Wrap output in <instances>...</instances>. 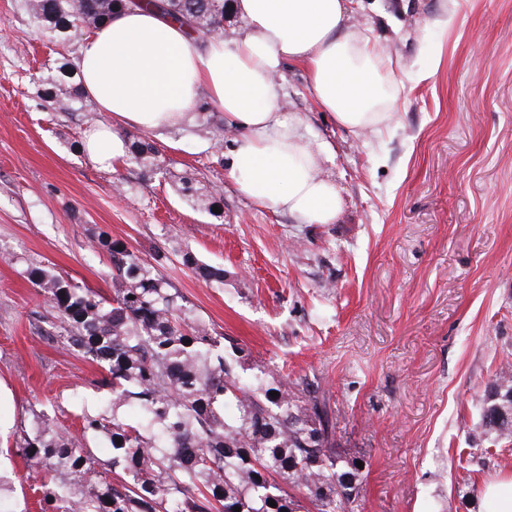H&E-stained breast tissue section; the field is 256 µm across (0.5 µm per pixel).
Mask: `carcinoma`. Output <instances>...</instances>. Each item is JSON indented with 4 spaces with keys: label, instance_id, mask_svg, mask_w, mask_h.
<instances>
[{
    "label": "carcinoma",
    "instance_id": "carcinoma-1",
    "mask_svg": "<svg viewBox=\"0 0 512 512\" xmlns=\"http://www.w3.org/2000/svg\"><path fill=\"white\" fill-rule=\"evenodd\" d=\"M139 6L137 0H20L30 21L62 40ZM155 6L198 37L224 29V0ZM54 71L42 84L40 106L86 111L71 60L62 58ZM129 160L159 168L155 147L142 137L130 143ZM182 193L212 211L211 197L192 180L183 181ZM98 245L112 262L110 300L49 267L29 271L57 311L56 336L96 365L98 384L108 389L101 411L82 416L78 433L40 410L37 427L16 442L39 474L40 512H360L363 469L356 461H368L336 451L325 398L289 386L275 366H246L244 348L224 345L226 337L194 317L159 270L161 254L146 262L104 233ZM181 261L205 281L224 282L221 266L190 251ZM511 404L507 363L484 399L483 434L512 443V415L497 428L490 420ZM91 438L112 448V476L93 473Z\"/></svg>",
    "mask_w": 512,
    "mask_h": 512
}]
</instances>
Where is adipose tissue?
I'll return each instance as SVG.
<instances>
[{
  "mask_svg": "<svg viewBox=\"0 0 512 512\" xmlns=\"http://www.w3.org/2000/svg\"><path fill=\"white\" fill-rule=\"evenodd\" d=\"M351 5L232 0L243 31L201 45L153 5L116 12L79 45L82 89L111 117L86 133L83 151L112 167L127 154L118 128L184 125L203 91L236 133L227 166L238 191L298 223H334L342 201L319 174L325 150L307 138L300 117L282 112L276 79L287 63L303 66L319 107L348 129L373 131L391 120L392 60L354 21Z\"/></svg>",
  "mask_w": 512,
  "mask_h": 512,
  "instance_id": "1",
  "label": "adipose tissue"
}]
</instances>
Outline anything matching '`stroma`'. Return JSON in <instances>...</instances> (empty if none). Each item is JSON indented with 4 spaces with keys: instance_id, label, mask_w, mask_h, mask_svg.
I'll return each instance as SVG.
<instances>
[{
    "instance_id": "35a3bbf8",
    "label": "stroma",
    "mask_w": 512,
    "mask_h": 512,
    "mask_svg": "<svg viewBox=\"0 0 512 512\" xmlns=\"http://www.w3.org/2000/svg\"><path fill=\"white\" fill-rule=\"evenodd\" d=\"M355 15L389 46L398 107L378 133L345 129L301 66L283 68L281 107L327 148L342 200L335 223L300 224L238 192L196 133L224 121L204 95L180 128H121L148 136L160 170L95 164L79 145L107 113L36 106L79 36L56 42L19 0H0V472L14 480L12 512L39 510L15 449L34 411L75 430L102 397L96 366L47 336L55 310L28 272L48 266L111 295L102 233L147 260L164 251L198 319L329 398L337 451L370 461L363 512H485L486 482L512 479V444L479 430L512 360V0H362ZM187 176L220 214L181 196ZM187 249L223 266V283L183 266Z\"/></svg>"
}]
</instances>
